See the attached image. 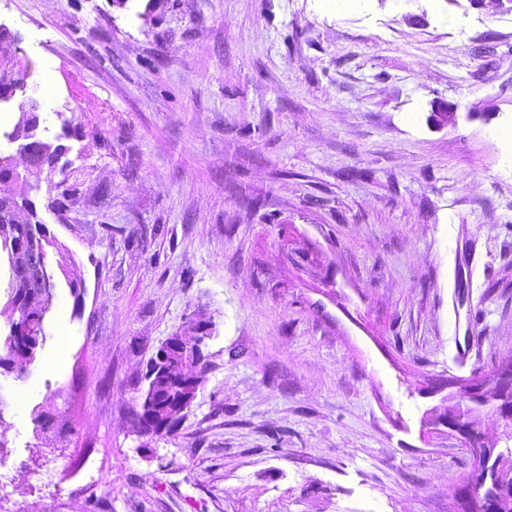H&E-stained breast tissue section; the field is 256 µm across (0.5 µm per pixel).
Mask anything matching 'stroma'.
<instances>
[{
	"mask_svg": "<svg viewBox=\"0 0 512 512\" xmlns=\"http://www.w3.org/2000/svg\"><path fill=\"white\" fill-rule=\"evenodd\" d=\"M327 4L0 0L74 221L26 184L87 289L0 377V512H460L435 419L512 356V13ZM198 320L204 383L142 434L146 366ZM58 417L59 415L55 413L51 404L45 407L43 406L36 408V410L33 412V422L36 428V432L47 433L51 431H57L59 434L72 432V428H69L68 431L63 429L64 424L60 426L58 423ZM50 420L52 421V424H49Z\"/></svg>",
	"mask_w": 512,
	"mask_h": 512,
	"instance_id": "1",
	"label": "stroma"
}]
</instances>
